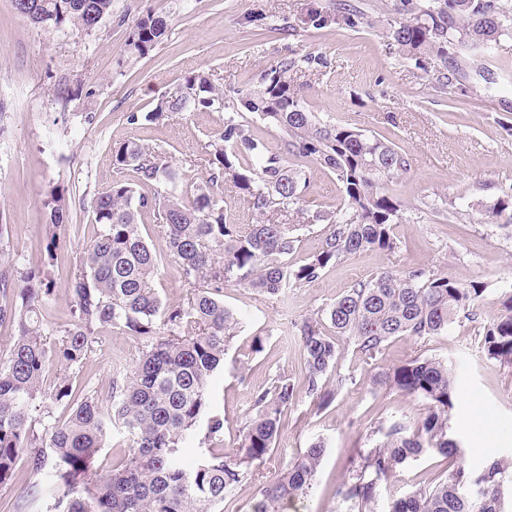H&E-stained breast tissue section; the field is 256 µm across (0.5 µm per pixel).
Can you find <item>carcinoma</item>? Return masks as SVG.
Returning a JSON list of instances; mask_svg holds the SVG:
<instances>
[{
  "label": "carcinoma",
  "mask_w": 512,
  "mask_h": 512,
  "mask_svg": "<svg viewBox=\"0 0 512 512\" xmlns=\"http://www.w3.org/2000/svg\"><path fill=\"white\" fill-rule=\"evenodd\" d=\"M405 21L388 30L390 45L407 56L432 55L448 63V48L458 44L481 58L491 55L512 33V12L499 0H401ZM112 0H27L22 15L38 25L90 32L110 15ZM362 15H341L317 7L309 23L324 28L338 21L361 24ZM164 18L151 9L137 23L127 52L143 57L163 39ZM284 57L265 74L260 87L226 100L206 72H192L173 92L146 113L130 112L127 122L160 124L186 110L224 113V126L205 145L207 189L190 197L178 189L179 174L161 153L138 142L112 147V165L132 173V181H115L95 196L90 207L98 233L85 246L66 285L72 321L50 337L40 320L42 305L55 288L47 268L20 273V287L0 280V322L16 324L0 361V486L10 484L17 461L25 457L28 493L46 500V512H215L243 484L253 486L247 512H281V506L311 492L326 448L317 442L299 452L284 468L266 475L282 414L296 398L295 384L284 374L268 379L252 395L253 414L245 422L233 455L217 453L207 442L224 437V416L208 412L213 374L236 335L240 320L226 307L224 287L233 284L269 296L316 281L330 264L366 251L397 248L392 226L401 204L386 191L390 179L408 171L409 158L395 147L358 129L322 123L305 106ZM255 114L286 135L285 153L272 152L250 131L245 113ZM314 161L336 175L344 204L318 212L325 223L321 250L297 266L288 256L298 248L305 224H277L265 219L287 212L301 200L303 173L288 156ZM232 185L254 212L253 224H229L223 190ZM164 186L151 195L142 187ZM45 250L53 263L59 249L56 228L68 224L71 197L56 188L49 200ZM512 210V195L484 205L497 218ZM153 217L167 253L189 286L181 302H162L155 276L158 258L144 239L140 217ZM484 292L425 268L383 271L354 283L327 311L333 333L321 319L307 317L295 325L303 353L307 392L318 405L335 392L323 379L338 355L336 338L345 337L369 359L397 337L422 339L440 335L459 316L474 321ZM111 327L136 339L134 363L117 370L105 393L74 388L69 371L82 367L97 343L100 329ZM487 358L512 366V295L503 313L482 326ZM60 373L44 383L51 365ZM392 390L428 402L423 420L398 418L374 427L375 446L350 462L335 497L343 512H378L381 484L396 469L425 452L453 461L445 478L394 500L386 512H504L503 490L512 482V461L489 459L472 471L449 433L455 378L448 363L415 358L383 372ZM65 403L63 421L47 423L32 414L46 399ZM127 437V456L103 476L94 461L113 432ZM203 446L187 466L182 449L192 441ZM476 483L479 492L463 488Z\"/></svg>",
  "instance_id": "carcinoma-1"
}]
</instances>
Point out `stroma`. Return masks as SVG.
<instances>
[{
    "label": "stroma",
    "mask_w": 512,
    "mask_h": 512,
    "mask_svg": "<svg viewBox=\"0 0 512 512\" xmlns=\"http://www.w3.org/2000/svg\"><path fill=\"white\" fill-rule=\"evenodd\" d=\"M315 4L332 12L360 11L363 22L313 28L307 17ZM399 6V0H112L111 16L81 33L34 25L13 0H0V231L8 242L0 273L42 265L47 195L59 186L72 200V224L53 267L56 294L41 309L46 332L62 330L72 319L65 287L98 231L90 202L119 178L113 145L138 141L185 170L188 188L205 183V167L189 169L185 162L201 157L222 127L223 113L177 112L161 124L126 120L127 113L151 111L190 72H208L231 98L256 88L265 70L294 55L300 61L296 83L317 119L363 130L409 157L410 171L387 185L402 213L393 227L394 251L345 257L315 282L275 297L237 285L224 289L225 305L240 319L212 382L211 407L224 416L225 453H235L252 394L274 373L288 375L297 393L282 415L266 471L285 467L314 442L326 447L314 489L287 512H340L334 491L358 449L369 447L373 428L395 417L415 423L425 417L426 400L372 382L382 369L414 358L442 359L456 369L450 426L468 468L479 469L491 457L512 460V367L487 359L479 335L481 325L500 316L501 298L512 291V219L490 222L482 210L483 203L512 192V35L502 37L484 63L455 48L450 97L437 86L438 60L423 67L390 48L387 29L405 19ZM148 8L166 20L167 33L148 55L128 59V36ZM254 13L262 14L261 27L243 22ZM483 64L497 83L479 75ZM76 85L79 95H62V88ZM302 168L306 185L299 206L306 216L340 208L343 189L335 175L312 161ZM455 197L465 205L453 214L448 201ZM141 230L159 259L155 285L161 297L181 300L187 286L150 216H143ZM418 267L483 286L476 321L454 322L447 332L423 339L396 338L372 360L341 339L325 377L336 395L317 405L303 385L295 323L325 317L357 281ZM137 353L133 337L104 330L74 383L107 389L115 366L132 365ZM349 373L353 384L337 388V377ZM446 470L442 456L425 453L383 484L381 499L434 484Z\"/></svg>",
    "instance_id": "stroma-1"
}]
</instances>
